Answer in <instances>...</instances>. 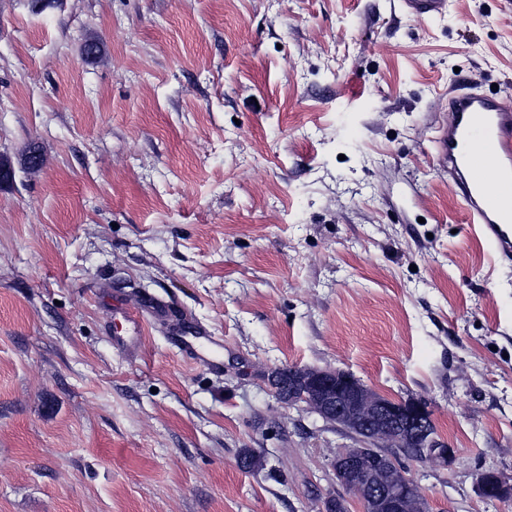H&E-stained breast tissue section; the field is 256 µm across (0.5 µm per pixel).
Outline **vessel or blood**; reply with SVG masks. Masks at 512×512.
Listing matches in <instances>:
<instances>
[{
  "label": "vessel or blood",
  "instance_id": "b4317fda",
  "mask_svg": "<svg viewBox=\"0 0 512 512\" xmlns=\"http://www.w3.org/2000/svg\"><path fill=\"white\" fill-rule=\"evenodd\" d=\"M436 141L438 161L455 178L468 223L498 256L512 259V99L457 90Z\"/></svg>",
  "mask_w": 512,
  "mask_h": 512
}]
</instances>
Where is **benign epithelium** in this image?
<instances>
[{
    "mask_svg": "<svg viewBox=\"0 0 512 512\" xmlns=\"http://www.w3.org/2000/svg\"><path fill=\"white\" fill-rule=\"evenodd\" d=\"M309 375L304 380L307 392L297 397L273 389L277 399L288 405L303 404L330 424L343 429L350 422L346 402L356 411V433L379 452L368 454L360 448H347L334 461L336 481L357 494L372 512H428L405 468L387 452L389 448H411L429 459L444 458L439 450L441 439L430 434L431 417L426 403L419 400L395 402L362 383H357L341 370L302 368Z\"/></svg>",
    "mask_w": 512,
    "mask_h": 512,
    "instance_id": "obj_1",
    "label": "benign epithelium"
}]
</instances>
